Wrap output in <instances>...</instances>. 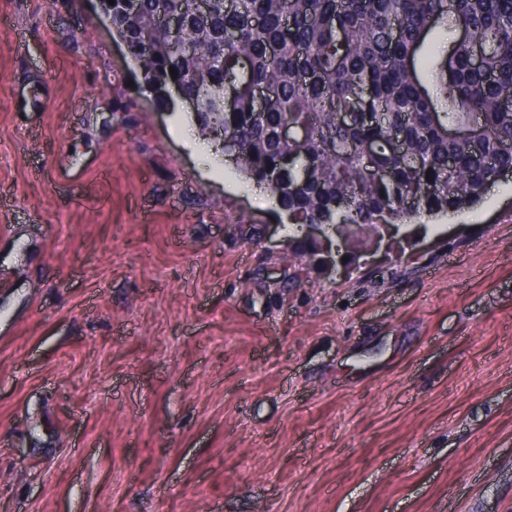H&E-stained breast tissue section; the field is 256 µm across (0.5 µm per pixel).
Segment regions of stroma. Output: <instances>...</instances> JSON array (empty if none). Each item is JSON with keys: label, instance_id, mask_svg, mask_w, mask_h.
<instances>
[{"label": "stroma", "instance_id": "35a3bbf8", "mask_svg": "<svg viewBox=\"0 0 512 512\" xmlns=\"http://www.w3.org/2000/svg\"><path fill=\"white\" fill-rule=\"evenodd\" d=\"M198 139L97 0H0V512H512V176L329 273ZM21 91L13 100V110L16 112H44L51 101L50 84L39 77L24 75L21 78Z\"/></svg>", "mask_w": 512, "mask_h": 512}]
</instances>
